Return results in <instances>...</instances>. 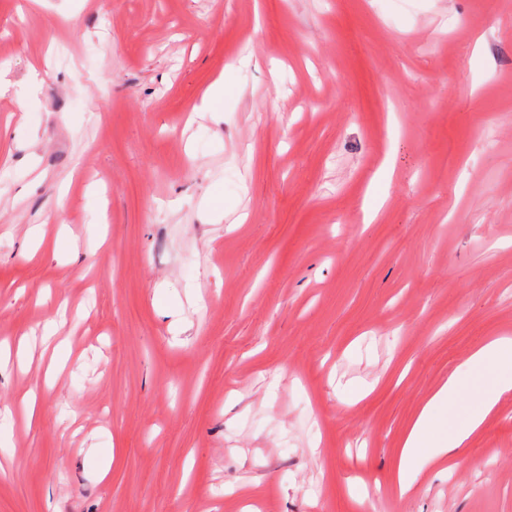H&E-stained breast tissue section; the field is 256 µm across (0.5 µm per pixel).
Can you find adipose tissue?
Listing matches in <instances>:
<instances>
[{
	"label": "adipose tissue",
	"instance_id": "1",
	"mask_svg": "<svg viewBox=\"0 0 512 512\" xmlns=\"http://www.w3.org/2000/svg\"><path fill=\"white\" fill-rule=\"evenodd\" d=\"M512 395V339L495 338L465 361L428 398L408 431L392 481L399 495L416 473L465 447L503 397Z\"/></svg>",
	"mask_w": 512,
	"mask_h": 512
}]
</instances>
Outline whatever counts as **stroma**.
Wrapping results in <instances>:
<instances>
[{
	"label": "stroma",
	"instance_id": "35a3bbf8",
	"mask_svg": "<svg viewBox=\"0 0 512 512\" xmlns=\"http://www.w3.org/2000/svg\"><path fill=\"white\" fill-rule=\"evenodd\" d=\"M0 83V512H512V396L391 481L512 338V0H0ZM512 393V339L494 338L465 361L425 402L408 431L392 481L400 497L412 488L425 465L464 448L480 432L503 397ZM470 404L464 413L459 406Z\"/></svg>",
	"mask_w": 512,
	"mask_h": 512
}]
</instances>
